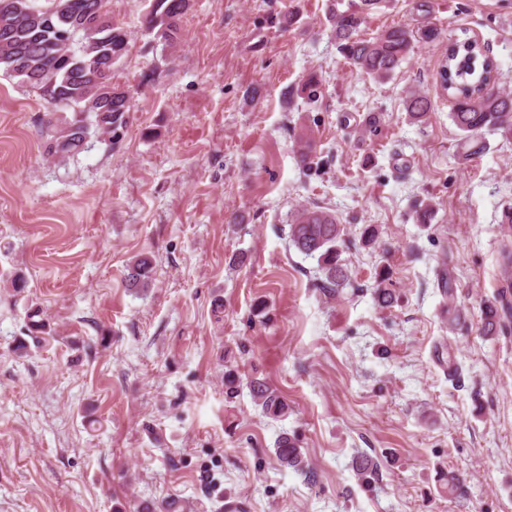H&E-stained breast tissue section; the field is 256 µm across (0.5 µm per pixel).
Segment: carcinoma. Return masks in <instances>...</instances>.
Segmentation results:
<instances>
[{
	"label": "carcinoma",
	"mask_w": 512,
	"mask_h": 512,
	"mask_svg": "<svg viewBox=\"0 0 512 512\" xmlns=\"http://www.w3.org/2000/svg\"><path fill=\"white\" fill-rule=\"evenodd\" d=\"M9 9H0V27L8 33L0 38V70L32 89L47 104L72 110V118L50 112L43 123L50 131L46 145L49 158H65L82 151L93 136L117 133L126 127L131 109L130 99L112 96V111L88 112L86 104L93 98L92 64L112 54L123 55L128 47V33L116 25L108 28H83L73 31L74 7L93 8L105 0H44L42 10H32L33 0H0ZM381 0H351L348 9L334 10L330 20L339 51L361 73L376 81L392 76L420 42H431L439 36L437 28L399 25L390 27L372 38L360 36L362 26ZM188 0H152L145 18V28L156 38L171 46L176 43L179 28L176 20L188 9ZM441 66V84L451 99L449 116L460 131L467 155L485 150V135L499 133L512 137V91L490 87L495 82L497 66L477 43L470 39H454ZM405 109L419 123L427 119L431 104L428 97L410 90ZM342 228L336 216L317 206L298 210L288 224V242L307 257L317 258L322 279L319 286L334 292L347 279L340 263L337 242ZM152 261L138 257L127 266L126 280L138 290L150 287ZM502 290L501 306L487 308L483 333L494 336L502 328L503 318L512 317V302ZM29 331L33 336L50 333V326L41 312L28 313ZM253 401L265 414L280 417L288 405L265 383L255 379L249 384ZM276 458L280 466L296 473L306 472V462L296 442L283 434L277 441ZM358 480L368 484L374 479L376 467L363 458L353 462Z\"/></svg>",
	"instance_id": "obj_1"
}]
</instances>
